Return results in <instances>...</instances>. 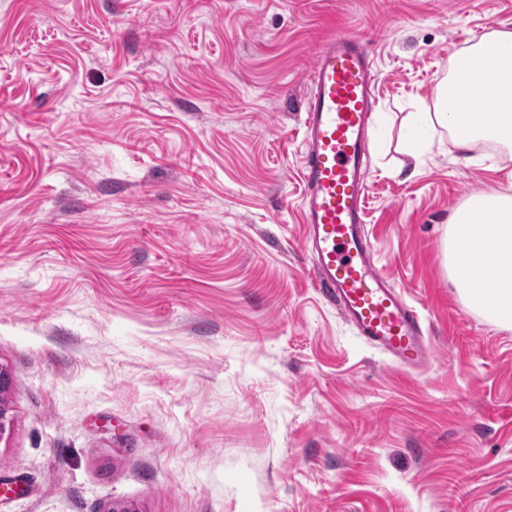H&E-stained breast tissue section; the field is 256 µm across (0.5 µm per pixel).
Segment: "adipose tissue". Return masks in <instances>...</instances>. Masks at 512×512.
<instances>
[{"mask_svg": "<svg viewBox=\"0 0 512 512\" xmlns=\"http://www.w3.org/2000/svg\"><path fill=\"white\" fill-rule=\"evenodd\" d=\"M489 75L488 94L495 102L493 113L475 117L464 102L468 86H461L460 106L440 100L434 111L421 113V120L431 129L449 132L453 144L461 150L475 142L512 141V34L487 39L472 46L469 57ZM492 217L491 231L469 224V213ZM492 253V265L478 263V255ZM446 265L460 289L466 306L490 322L512 329V198L480 195L471 199L466 210L449 225L446 238Z\"/></svg>", "mask_w": 512, "mask_h": 512, "instance_id": "obj_1", "label": "adipose tissue"}]
</instances>
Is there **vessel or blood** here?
I'll return each instance as SVG.
<instances>
[{
  "label": "vessel or blood",
  "mask_w": 512,
  "mask_h": 512,
  "mask_svg": "<svg viewBox=\"0 0 512 512\" xmlns=\"http://www.w3.org/2000/svg\"><path fill=\"white\" fill-rule=\"evenodd\" d=\"M374 80L359 35L329 36L314 58L302 118L304 245L316 287L359 338L395 363L425 367L432 353L423 318L375 264L364 224ZM469 85L470 110L493 112L485 78Z\"/></svg>",
  "instance_id": "vessel-or-blood-1"
}]
</instances>
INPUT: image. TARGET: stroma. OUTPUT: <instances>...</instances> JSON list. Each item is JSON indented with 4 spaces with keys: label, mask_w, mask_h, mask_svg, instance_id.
Wrapping results in <instances>:
<instances>
[{
    "label": "stroma",
    "mask_w": 512,
    "mask_h": 512,
    "mask_svg": "<svg viewBox=\"0 0 512 512\" xmlns=\"http://www.w3.org/2000/svg\"><path fill=\"white\" fill-rule=\"evenodd\" d=\"M378 77L366 224L434 360L364 344L311 277L302 107L331 34ZM512 0H0V512H512V330L444 238L512 149L413 157ZM14 381L10 372L0 364V440L10 429L11 417L5 405L3 395L14 389Z\"/></svg>",
    "instance_id": "obj_1"
}]
</instances>
